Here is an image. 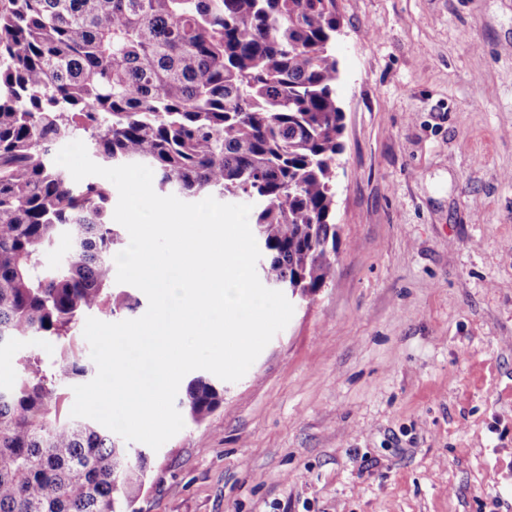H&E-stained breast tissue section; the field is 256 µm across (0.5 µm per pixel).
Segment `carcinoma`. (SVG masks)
I'll list each match as a JSON object with an SVG mask.
<instances>
[{
  "label": "carcinoma",
  "mask_w": 512,
  "mask_h": 512,
  "mask_svg": "<svg viewBox=\"0 0 512 512\" xmlns=\"http://www.w3.org/2000/svg\"><path fill=\"white\" fill-rule=\"evenodd\" d=\"M336 0H0V346L41 337L0 385V512H137L148 461L95 421L62 412L87 372L71 348L83 314L115 316L120 245L109 185L71 183L55 145L140 163L154 191L251 201L269 287L314 293L336 261ZM69 245L60 263L47 255ZM197 377L198 423L220 404Z\"/></svg>",
  "instance_id": "obj_1"
}]
</instances>
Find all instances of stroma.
<instances>
[{
	"mask_svg": "<svg viewBox=\"0 0 512 512\" xmlns=\"http://www.w3.org/2000/svg\"><path fill=\"white\" fill-rule=\"evenodd\" d=\"M330 282L138 512H512V0H336Z\"/></svg>",
	"mask_w": 512,
	"mask_h": 512,
	"instance_id": "35a3bbf8",
	"label": "stroma"
}]
</instances>
